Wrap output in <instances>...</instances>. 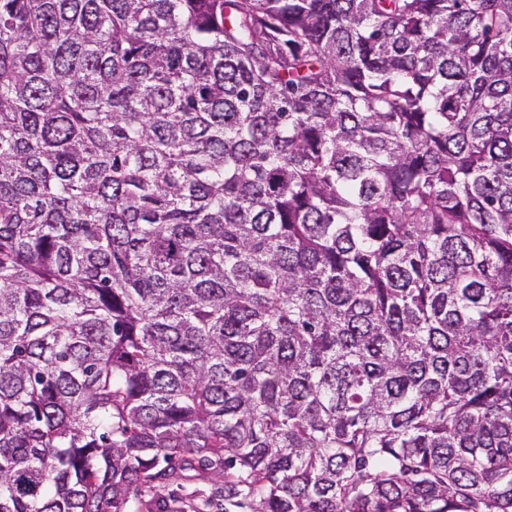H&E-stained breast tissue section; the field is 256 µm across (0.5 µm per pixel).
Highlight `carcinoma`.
I'll return each mask as SVG.
<instances>
[{
    "label": "carcinoma",
    "mask_w": 512,
    "mask_h": 512,
    "mask_svg": "<svg viewBox=\"0 0 512 512\" xmlns=\"http://www.w3.org/2000/svg\"><path fill=\"white\" fill-rule=\"evenodd\" d=\"M512 512V0H0V512ZM187 471L181 487L170 486L159 493L143 488L129 499L127 512H224V499L217 492L222 482Z\"/></svg>",
    "instance_id": "carcinoma-1"
}]
</instances>
